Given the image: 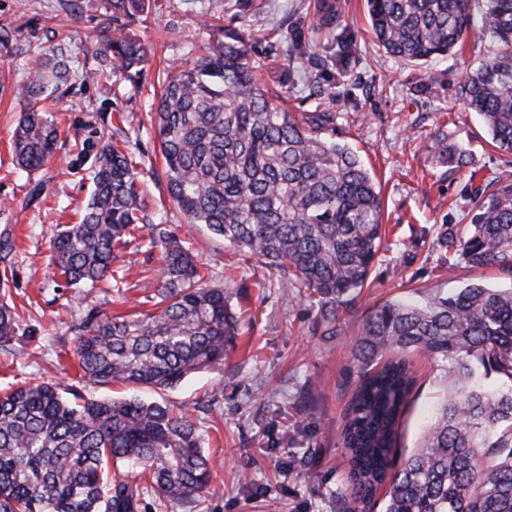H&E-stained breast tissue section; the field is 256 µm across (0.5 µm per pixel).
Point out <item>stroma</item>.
I'll return each instance as SVG.
<instances>
[{
    "label": "stroma",
    "mask_w": 512,
    "mask_h": 512,
    "mask_svg": "<svg viewBox=\"0 0 512 512\" xmlns=\"http://www.w3.org/2000/svg\"><path fill=\"white\" fill-rule=\"evenodd\" d=\"M160 9L133 24L149 53L140 85L108 76L75 85L47 107L58 129L56 150L44 170L13 165L12 131L21 104L0 94V235L13 251L0 258V294L20 315L11 352H0V393L24 382H50L61 392L82 387L100 399L136 396L192 417L212 459L211 481L200 503L172 505L142 493L141 512H343L349 470L341 443L361 367L350 350L369 307L385 301L448 292L471 281L512 287V271L449 267L437 239L469 224L477 197L490 181H512V153L495 149L480 118L456 91L466 69L489 55V37L473 27L458 55L424 67L389 57L373 40L366 0H339L337 31L357 45L345 69L321 49L315 84L306 65L287 54L292 43L312 36L314 0H264L245 20L225 18L244 33L269 92L288 98L292 112L309 111L314 89L331 92L338 112L337 141L348 144L374 173L383 204L385 246L368 287L340 312L342 330L321 336L313 299L285 288L266 267L213 235L190 226L167 192L151 115L160 96L158 77L172 65L191 63V44L207 39L204 19L186 0H158ZM110 21L103 0H0V65L21 79L30 54L58 44L97 67L96 37ZM442 71L426 87L427 69ZM137 140L133 161L144 169L141 189L165 227L198 255L209 284L228 288L242 313L235 345L222 365L196 373L173 388L90 385L79 378L73 317L96 306L113 313L152 310L160 253L148 228H137L118 249L108 284L87 293L67 287L51 260L49 240L57 226L78 221L86 204L88 172L97 149L117 127ZM465 152L464 167L436 161L429 150L435 133ZM416 386L398 434V451L410 454L438 394L437 366L428 356L407 355Z\"/></svg>",
    "instance_id": "1"
}]
</instances>
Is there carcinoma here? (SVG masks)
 <instances>
[{
  "label": "carcinoma",
  "instance_id": "1",
  "mask_svg": "<svg viewBox=\"0 0 512 512\" xmlns=\"http://www.w3.org/2000/svg\"><path fill=\"white\" fill-rule=\"evenodd\" d=\"M158 8L151 0H105L108 17L125 25L99 42L97 69L64 46L29 59L12 87L23 103L12 136L17 166L32 173L49 162L58 132L42 102L63 85L109 71L139 83L149 57L129 25ZM260 8L256 0H225L237 20ZM367 14L378 47L417 65L456 54L480 15L493 49L465 73L458 97L482 118L491 145L512 153V0H367ZM207 27L193 67L166 75L157 106L169 196L189 223L257 259L283 287L308 293L320 310L315 331L335 336L340 308L367 284L382 248L374 178L333 139L330 93L316 94L309 112L288 111L264 89L241 31ZM319 50L303 41L292 52L304 61ZM116 135L95 156L79 222L50 239L71 288L109 280L115 250L147 218L128 131ZM431 152L450 167L463 164L443 134ZM148 228L160 249L157 310L127 316L91 307L74 321L83 381L172 388L224 363L239 335L231 292L207 284L174 235ZM442 245L472 267L512 271V183L481 194L469 227L448 231ZM18 323L15 305L1 295L0 349L12 347ZM415 352L438 363L440 389L416 448L400 457L395 436L414 388L403 356ZM351 355L363 376L342 434L350 463L345 512H367L383 485L382 512H512V288L470 283L423 303L380 304L353 337ZM210 477L197 424L159 403L67 398L49 382L0 396V512H140L141 481L181 503L206 492Z\"/></svg>",
  "mask_w": 512,
  "mask_h": 512
}]
</instances>
